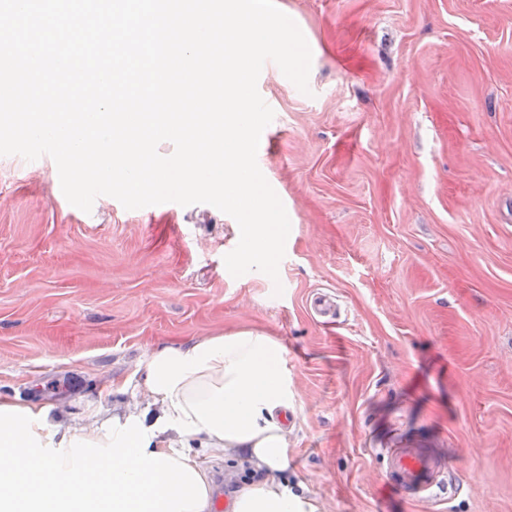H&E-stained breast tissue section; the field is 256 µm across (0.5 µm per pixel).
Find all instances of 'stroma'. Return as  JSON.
<instances>
[{
	"instance_id": "35a3bbf8",
	"label": "stroma",
	"mask_w": 512,
	"mask_h": 512,
	"mask_svg": "<svg viewBox=\"0 0 512 512\" xmlns=\"http://www.w3.org/2000/svg\"><path fill=\"white\" fill-rule=\"evenodd\" d=\"M275 4L312 51L308 93L257 84L283 294L228 272L240 229L211 205L86 213L52 158L0 156V393L85 416L163 345L255 329L283 348L288 485L322 512H512V0ZM412 439L452 483L429 505L383 478ZM246 475L215 459V495Z\"/></svg>"
}]
</instances>
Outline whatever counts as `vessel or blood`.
<instances>
[{"mask_svg": "<svg viewBox=\"0 0 512 512\" xmlns=\"http://www.w3.org/2000/svg\"><path fill=\"white\" fill-rule=\"evenodd\" d=\"M387 478L415 502L434 500L445 467L437 455L425 445L405 441L387 452Z\"/></svg>", "mask_w": 512, "mask_h": 512, "instance_id": "obj_1", "label": "vessel or blood"}]
</instances>
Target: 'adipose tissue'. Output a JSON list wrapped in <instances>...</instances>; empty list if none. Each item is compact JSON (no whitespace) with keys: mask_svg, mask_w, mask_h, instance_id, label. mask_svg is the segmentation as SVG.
Segmentation results:
<instances>
[{"mask_svg":"<svg viewBox=\"0 0 512 512\" xmlns=\"http://www.w3.org/2000/svg\"><path fill=\"white\" fill-rule=\"evenodd\" d=\"M281 352L253 330L164 346L140 378L103 391L146 390L145 407H103L83 422L0 395V512H217V452L245 453L268 473L234 498L232 512H321L283 479L290 403Z\"/></svg>","mask_w":512,"mask_h":512,"instance_id":"adipose-tissue-1","label":"adipose tissue"}]
</instances>
